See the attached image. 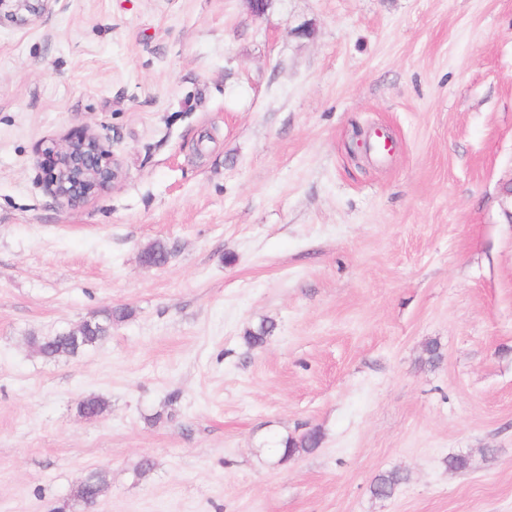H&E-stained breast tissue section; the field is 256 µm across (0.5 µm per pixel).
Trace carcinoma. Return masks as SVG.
Masks as SVG:
<instances>
[{
  "label": "carcinoma",
  "instance_id": "cac0c4a2",
  "mask_svg": "<svg viewBox=\"0 0 512 512\" xmlns=\"http://www.w3.org/2000/svg\"><path fill=\"white\" fill-rule=\"evenodd\" d=\"M143 253L151 267H161L166 264L170 255V248L164 241L158 240L147 246ZM130 315L125 307L109 308L101 317L83 322V333L78 340H73L61 332L51 336H30L28 342L34 345L38 353L45 359L54 360L63 356H76L108 337L112 331V321L122 320ZM275 328L274 323H265L245 334V341L251 347H258L265 343ZM110 405L101 397H89L78 405L79 413L100 417L108 412ZM320 442V434L312 430L299 438H286L274 441V450L285 460L301 452H309L317 447ZM404 480V476L398 470H392L378 475L371 488V493L377 498L391 496L396 487ZM107 475L103 471H92L85 478V482L79 484L72 495V500L81 501L92 497L94 490L106 484Z\"/></svg>",
  "mask_w": 512,
  "mask_h": 512
}]
</instances>
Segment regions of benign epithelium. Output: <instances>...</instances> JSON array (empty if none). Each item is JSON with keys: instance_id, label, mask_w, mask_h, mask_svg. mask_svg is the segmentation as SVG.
<instances>
[{"instance_id": "1", "label": "benign epithelium", "mask_w": 512, "mask_h": 512, "mask_svg": "<svg viewBox=\"0 0 512 512\" xmlns=\"http://www.w3.org/2000/svg\"><path fill=\"white\" fill-rule=\"evenodd\" d=\"M60 0H0V20L18 25L42 21ZM34 163L46 170L47 190L62 206L76 208L112 187L119 176L113 154L93 133L79 132L42 150Z\"/></svg>"}]
</instances>
